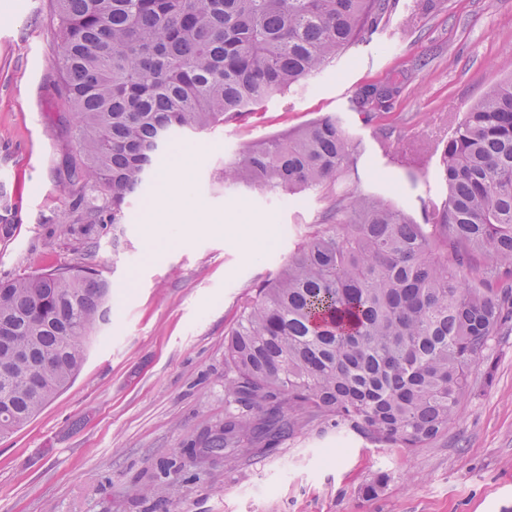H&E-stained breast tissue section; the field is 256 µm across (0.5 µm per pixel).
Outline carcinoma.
Returning <instances> with one entry per match:
<instances>
[{
    "label": "carcinoma",
    "mask_w": 512,
    "mask_h": 512,
    "mask_svg": "<svg viewBox=\"0 0 512 512\" xmlns=\"http://www.w3.org/2000/svg\"><path fill=\"white\" fill-rule=\"evenodd\" d=\"M62 92L79 156L68 204L121 224L172 136L250 112L325 70L390 0H54ZM393 85H366L361 109ZM340 121L316 118L248 148L224 181L290 194L332 189L354 163ZM448 193L417 224L376 194L336 192L323 223L247 294L228 331L224 423L212 454L279 443L304 419L380 448H423L468 400L467 374L512 322V78L440 150ZM112 288L87 265L0 279V435L79 374L110 321Z\"/></svg>",
    "instance_id": "1"
}]
</instances>
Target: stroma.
<instances>
[{
  "mask_svg": "<svg viewBox=\"0 0 512 512\" xmlns=\"http://www.w3.org/2000/svg\"><path fill=\"white\" fill-rule=\"evenodd\" d=\"M383 20L323 72L253 112L190 135L189 199L202 229L151 256L160 220L151 179L115 226L77 223L65 163L78 151L62 96L52 0H0V278L89 263L112 284V315L75 381L0 436V512H512V326L494 342L448 428L424 448H377L306 423L277 446L192 456L224 420V338L249 289L287 262L331 205L224 182L247 147L324 115L355 143L346 192L385 197L424 221L447 186L435 148L494 84L512 77V0H391ZM396 82L387 109L357 108L367 84ZM394 151L411 164H391ZM72 231L61 235V225ZM258 245L241 250L236 230ZM179 471L165 475L168 462ZM389 473L374 497L363 493Z\"/></svg>",
  "mask_w": 512,
  "mask_h": 512,
  "instance_id": "stroma-1",
  "label": "stroma"
}]
</instances>
